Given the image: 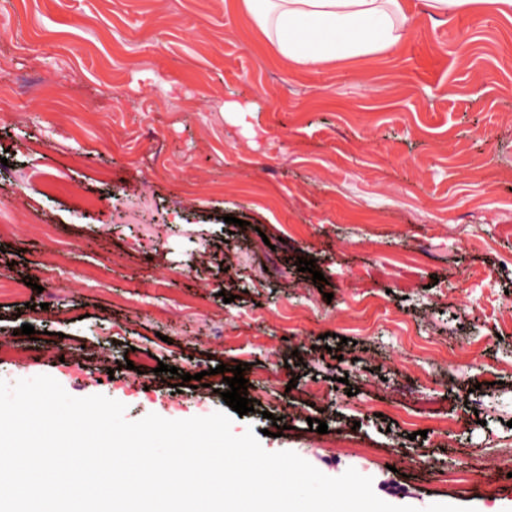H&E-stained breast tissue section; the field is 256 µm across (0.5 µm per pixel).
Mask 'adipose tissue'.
I'll return each instance as SVG.
<instances>
[{"label":"adipose tissue","mask_w":512,"mask_h":512,"mask_svg":"<svg viewBox=\"0 0 512 512\" xmlns=\"http://www.w3.org/2000/svg\"><path fill=\"white\" fill-rule=\"evenodd\" d=\"M279 59L317 68L389 52L406 34L407 0H238Z\"/></svg>","instance_id":"1"}]
</instances>
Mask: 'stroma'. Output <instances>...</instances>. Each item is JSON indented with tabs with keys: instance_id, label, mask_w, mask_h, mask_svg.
Returning <instances> with one entry per match:
<instances>
[{
	"instance_id": "stroma-1",
	"label": "stroma",
	"mask_w": 512,
	"mask_h": 512,
	"mask_svg": "<svg viewBox=\"0 0 512 512\" xmlns=\"http://www.w3.org/2000/svg\"><path fill=\"white\" fill-rule=\"evenodd\" d=\"M408 4L397 49L308 69L236 0H0V278L40 270L0 300V379L180 420L225 409L216 368L241 365L260 409L234 434L393 505L512 512V21ZM135 350L170 372L127 369ZM450 418L455 443L430 438Z\"/></svg>"
}]
</instances>
